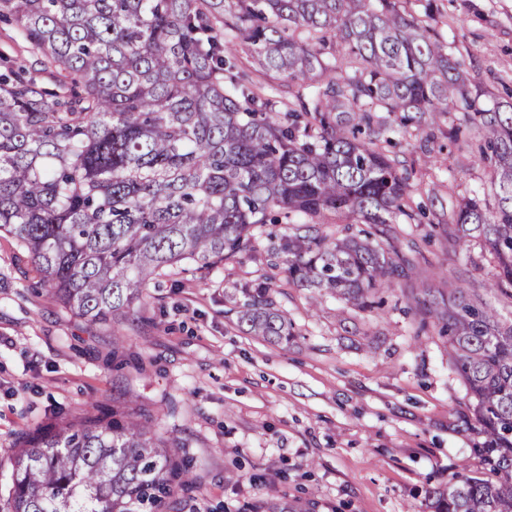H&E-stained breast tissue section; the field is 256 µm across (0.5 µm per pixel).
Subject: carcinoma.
Instances as JSON below:
<instances>
[{"instance_id":"cac0c4a2","label":"carcinoma","mask_w":512,"mask_h":512,"mask_svg":"<svg viewBox=\"0 0 512 512\" xmlns=\"http://www.w3.org/2000/svg\"><path fill=\"white\" fill-rule=\"evenodd\" d=\"M0 18L15 28L0 49V237L76 316L113 321L163 271H210L296 216L269 268L286 254L289 284L371 308L415 268L416 245L387 252L322 224L351 218L390 242L392 223L415 220L409 173L386 145L425 114H454L448 142L474 129L490 151L491 194L448 199V239L478 233L493 287L512 296V103L477 107L463 61L395 0H0ZM237 37L259 68L309 80L288 110L229 57ZM272 280L237 289V321L286 343ZM424 315L443 322L481 460L426 498L434 512H512V325L460 287ZM132 404L27 433L4 512H168L190 466ZM241 512L306 510L270 500Z\"/></svg>"}]
</instances>
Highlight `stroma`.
Here are the masks:
<instances>
[{"instance_id": "obj_1", "label": "stroma", "mask_w": 512, "mask_h": 512, "mask_svg": "<svg viewBox=\"0 0 512 512\" xmlns=\"http://www.w3.org/2000/svg\"><path fill=\"white\" fill-rule=\"evenodd\" d=\"M399 7L451 42L481 83L479 107L512 100V0ZM396 140L411 201L427 212L402 225L397 245H416L421 260L369 311L277 275L272 296L295 331L286 345L249 335L232 310L235 289L267 273L265 249L210 271L167 270L126 317L93 323L46 295L29 256L0 237V503L23 433L131 393L192 461L197 485L179 512H239L270 499L308 512H430L426 485H448L479 460L458 418L465 383L422 303L461 286L508 323L512 296L494 288L481 241L449 242L438 224L449 192L489 186L480 140L464 133L452 144L430 124Z\"/></svg>"}]
</instances>
